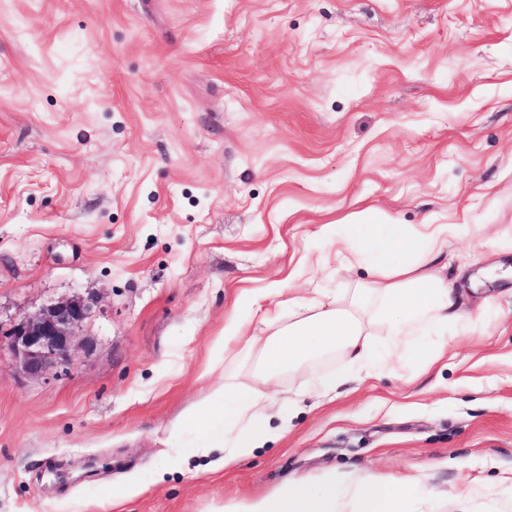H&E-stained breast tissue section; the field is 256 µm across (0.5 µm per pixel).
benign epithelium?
Masks as SVG:
<instances>
[{
  "mask_svg": "<svg viewBox=\"0 0 512 512\" xmlns=\"http://www.w3.org/2000/svg\"><path fill=\"white\" fill-rule=\"evenodd\" d=\"M91 316L83 299L59 301L32 316L21 318L10 332L7 346L0 345V358H8L30 377H42L72 365L75 328Z\"/></svg>",
  "mask_w": 512,
  "mask_h": 512,
  "instance_id": "obj_1",
  "label": "benign epithelium"
}]
</instances>
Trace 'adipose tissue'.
I'll use <instances>...</instances> for the list:
<instances>
[{"instance_id": "obj_1", "label": "adipose tissue", "mask_w": 512, "mask_h": 512, "mask_svg": "<svg viewBox=\"0 0 512 512\" xmlns=\"http://www.w3.org/2000/svg\"><path fill=\"white\" fill-rule=\"evenodd\" d=\"M466 224H421L408 229L393 224L377 239H370L366 224L353 221L336 227L346 243L337 253L339 269L357 267L367 272L346 296L329 288L303 294L289 291L287 304L293 320L281 324L278 309H266L260 336L249 320L231 319L216 346L222 360L251 363L250 382L225 377L206 406V414L190 446L171 451L172 466L182 469L188 457L212 456L205 475L222 472L288 432L294 399L263 393L261 384L293 370L300 374L298 392L326 395L349 381L394 371L396 367L432 364L443 357L449 328L469 330L456 307L455 290L434 266L449 237H463ZM387 328L383 343L370 339L375 322ZM339 352L348 370L332 375L303 371L313 358ZM279 419L271 427V419ZM356 497L361 512H401L399 488L364 475L349 478L326 475L315 481L292 480L274 493L225 512H340L348 497Z\"/></svg>"}]
</instances>
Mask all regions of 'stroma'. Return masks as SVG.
<instances>
[{"instance_id": "stroma-1", "label": "stroma", "mask_w": 512, "mask_h": 512, "mask_svg": "<svg viewBox=\"0 0 512 512\" xmlns=\"http://www.w3.org/2000/svg\"><path fill=\"white\" fill-rule=\"evenodd\" d=\"M470 224V333L413 381L303 398L223 474L161 476L243 300L346 288L327 224ZM81 297L70 373L0 359V512H220L369 475L512 512V0H0V337Z\"/></svg>"}]
</instances>
